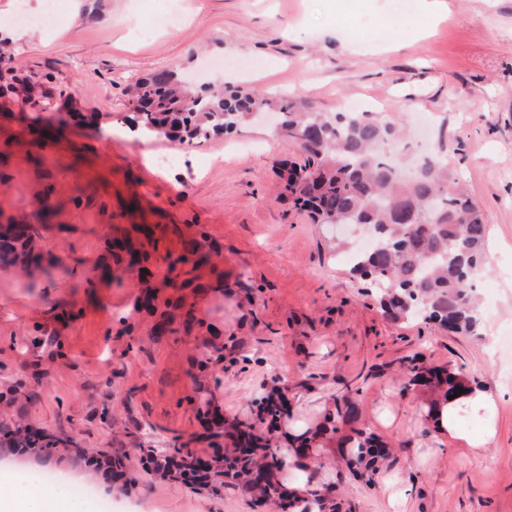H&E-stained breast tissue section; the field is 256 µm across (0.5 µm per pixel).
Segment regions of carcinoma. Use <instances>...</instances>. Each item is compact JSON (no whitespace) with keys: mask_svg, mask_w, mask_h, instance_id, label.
<instances>
[{"mask_svg":"<svg viewBox=\"0 0 512 512\" xmlns=\"http://www.w3.org/2000/svg\"><path fill=\"white\" fill-rule=\"evenodd\" d=\"M15 80V84L0 86V95L10 92L32 98V81L18 75ZM129 94L135 110L132 126L150 138L192 141L212 133H231L248 124L255 112L278 111L283 128L301 133L299 146L306 153L304 163L288 169L281 196L292 200L314 224H353L375 239L373 248L357 254L351 270L370 279L395 318L420 316L454 333L480 334L483 316L474 280L482 271L488 225L444 157L431 156L417 167L413 179L402 178L383 152L398 137L395 122L368 112L345 110L327 115L307 104L277 103L255 91L224 86L197 94L172 70L139 79ZM52 216L53 211L44 205L31 222L10 217L0 224V264L20 266L29 276L30 288L72 274L53 250L37 245ZM133 229L143 238L134 241L125 234L108 239L112 263L97 268L119 286L125 273H139L137 312H155L158 287L170 289L172 298L166 306L171 311L162 313L154 332L158 336L188 332L195 322L196 270L210 262L215 246L204 238H192L183 243L180 253H162L153 230L137 225ZM154 262L166 266L159 286L147 278V265ZM406 383L426 386L446 401L459 387L468 391L452 372L422 363L407 366ZM356 422L354 406L337 399L325 415L323 433L341 448L380 447L375 436L355 427ZM202 426V433L184 442L179 436L172 438L173 452L189 460L193 442L213 444L225 434L246 448L264 444V435L251 422L227 432L208 421ZM69 435L61 427L54 434L20 438L13 422L0 421L3 447L58 448Z\"/></svg>","mask_w":512,"mask_h":512,"instance_id":"carcinoma-1","label":"carcinoma"}]
</instances>
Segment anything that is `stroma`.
Returning a JSON list of instances; mask_svg holds the SVG:
<instances>
[{
	"instance_id": "1",
	"label": "stroma",
	"mask_w": 512,
	"mask_h": 512,
	"mask_svg": "<svg viewBox=\"0 0 512 512\" xmlns=\"http://www.w3.org/2000/svg\"><path fill=\"white\" fill-rule=\"evenodd\" d=\"M434 13L419 0H59L51 34L13 28L12 65L45 75L41 92L62 111L91 116L64 137L34 145L13 96L0 97V213L18 217L46 201L42 231L75 269L31 288L16 267L0 268V389L24 381L38 400L22 403L47 431L69 422L92 450L168 451L173 435L198 432L196 400L210 393L225 418L250 421L271 386L287 385L284 421L319 426L333 396L348 394L357 425L387 449L373 479L356 475L335 443L312 446L316 476L336 512H512V354L495 356L497 332H512V0H447ZM179 9L182 21L163 29ZM249 62L224 72L233 86L284 93L323 113L347 99L374 103L427 154L444 153L483 212L489 266L478 336L435 323L387 317L372 286L352 276L334 230L277 199L281 173L302 161L298 145L252 122L191 142L130 133L125 89L169 68L182 79L209 59ZM175 155L167 163L165 155ZM189 197L191 209L180 207ZM166 227L165 247L206 233L223 259L202 265L198 326L172 337L135 313L136 289L94 268L113 228ZM55 338L51 358L31 341ZM235 341V362L211 364L197 391L189 372L203 345ZM490 395L491 410L459 414L479 448L440 434L422 388L406 386L414 355ZM51 377L36 384L24 362ZM142 425L138 443L126 430ZM54 471L85 483L77 467L0 458V484ZM275 512L241 488L220 496L140 478L132 495L98 490L84 512Z\"/></svg>"
}]
</instances>
